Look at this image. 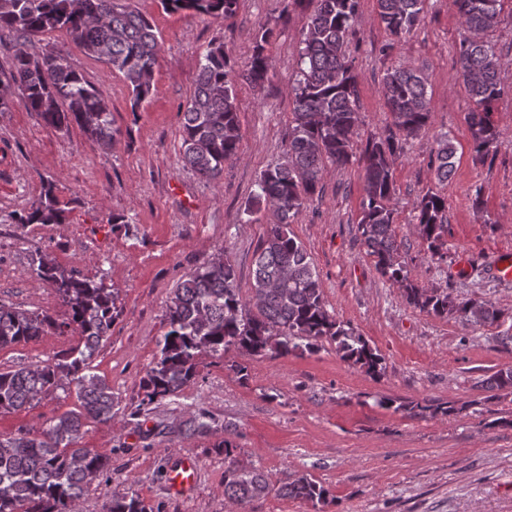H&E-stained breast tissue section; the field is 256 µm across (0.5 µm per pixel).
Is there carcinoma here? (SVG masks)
<instances>
[{
	"mask_svg": "<svg viewBox=\"0 0 512 512\" xmlns=\"http://www.w3.org/2000/svg\"><path fill=\"white\" fill-rule=\"evenodd\" d=\"M426 0H376L378 21L402 38L422 21ZM503 0H455L466 35L459 46L457 74L473 107L467 114L476 159L496 150L499 130L492 104L502 92L501 62L489 35L500 24ZM299 51L290 95L292 123L282 163L261 173L258 199L273 217L257 249L251 287L238 288L234 266L224 256L189 274L167 306L168 330L158 343L153 365L142 379L147 404L177 397L196 375L198 357L235 348L249 356H286L310 351L324 337L336 343L341 358L369 374L382 369L376 349L349 324L333 317L311 258L291 230L305 204L321 192L327 166L344 167L355 158L354 137L359 119V83L347 54L350 32L359 17V0H313ZM166 11L192 10L202 15L231 17L237 0H161ZM12 34L14 54L9 72L0 79V112L14 104L37 113L59 130L79 127L88 140L109 149L116 140L109 101L68 55L44 42L63 31L88 55L121 73L136 112L151 96L160 45L150 19L129 0H0V31ZM273 31H258L244 73L256 86L268 78L267 46ZM236 74L224 45L212 44L200 55L196 85L182 112L184 162L198 175L216 179L224 165L238 156L241 128ZM381 95L392 121L383 133L367 138L359 162L364 170V196L357 231L376 271L403 290L408 304L429 315H454L470 325H501L509 319L490 301L459 300L446 291L425 288L409 279L399 260L394 234L396 192L393 167L402 142L425 131L431 118L427 83L421 72L400 65L381 79ZM431 160L437 178L446 182L454 171V150L448 136L438 142ZM416 226L434 255L448 234V203L429 191L415 205ZM68 203L56 186L43 185L18 224H64ZM37 276L54 288L67 309L66 320L0 303V349L28 342L54 330H70L77 341L62 354L35 367L0 371V414L31 406L57 390L75 394L78 405L46 419L36 430L0 434V512H78L82 498L110 471L109 460L93 448L79 446L91 422L114 418L112 387L92 372V359L108 340L117 314L118 292L104 278H81L48 255L38 259ZM488 388L512 393V368L501 369ZM383 404L397 411L448 414L451 405ZM271 491L257 468L224 470V497L243 504ZM284 497L324 503L328 491L301 475L281 486ZM109 512H150L133 493L112 500Z\"/></svg>",
	"mask_w": 512,
	"mask_h": 512,
	"instance_id": "obj_1",
	"label": "carcinoma"
}]
</instances>
